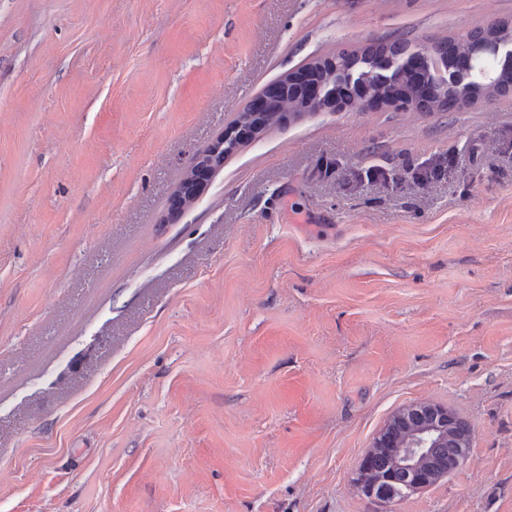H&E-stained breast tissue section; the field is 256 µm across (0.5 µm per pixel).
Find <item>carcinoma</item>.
<instances>
[{"mask_svg": "<svg viewBox=\"0 0 512 512\" xmlns=\"http://www.w3.org/2000/svg\"><path fill=\"white\" fill-rule=\"evenodd\" d=\"M512 42V23L496 21L475 26L460 38H450L446 42L424 47L435 69H425L422 79H417L413 70L403 66L398 77L389 82L380 80L384 61L389 58L404 62L413 61L417 52L410 50L409 43L402 38L381 39L362 52L342 51L333 58L315 61L303 72L290 73L263 95V105L253 106L238 113L225 132L224 147L221 153L231 154L242 142L252 140L265 129L279 124L286 118L296 119L307 113L318 112L329 103L308 95L305 88L309 84L336 85V104L353 110L365 106H398L410 104L425 112H454L462 106L480 99L512 92V66L496 64L493 77L489 81L469 79L462 84H452L440 77V65L450 61L471 62L489 56L487 49L497 43ZM364 66L363 89L346 83L342 73L350 68ZM398 420L403 429L412 430L425 426L432 418L425 413L400 411ZM404 433L395 436V446L391 448H369L365 461L368 464L361 474L364 483L371 486L378 499L391 500L402 497V493L414 480V475L399 466V458L406 452L401 447ZM470 440L460 439L454 430L426 450L428 464L437 467L449 459L469 453Z\"/></svg>", "mask_w": 512, "mask_h": 512, "instance_id": "carcinoma-1", "label": "carcinoma"}]
</instances>
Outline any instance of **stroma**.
Segmentation results:
<instances>
[{
    "mask_svg": "<svg viewBox=\"0 0 512 512\" xmlns=\"http://www.w3.org/2000/svg\"><path fill=\"white\" fill-rule=\"evenodd\" d=\"M496 20L512 0H0V512H512V94L285 121L171 211L288 73ZM419 403L468 422L466 464L364 496Z\"/></svg>",
    "mask_w": 512,
    "mask_h": 512,
    "instance_id": "obj_1",
    "label": "stroma"
}]
</instances>
